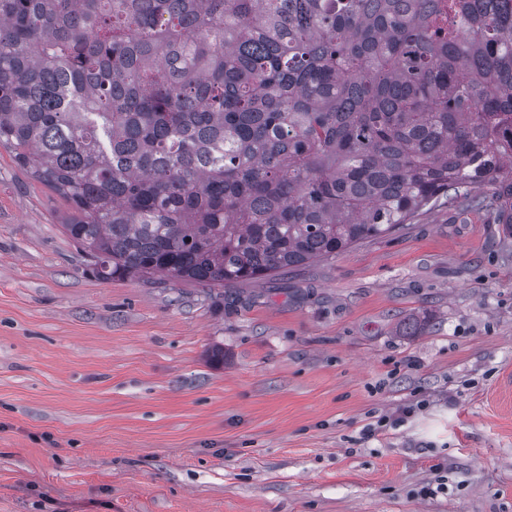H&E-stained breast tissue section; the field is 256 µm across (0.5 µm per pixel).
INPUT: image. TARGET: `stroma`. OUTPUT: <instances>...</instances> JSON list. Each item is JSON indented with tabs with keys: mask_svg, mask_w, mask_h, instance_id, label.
<instances>
[{
	"mask_svg": "<svg viewBox=\"0 0 512 512\" xmlns=\"http://www.w3.org/2000/svg\"><path fill=\"white\" fill-rule=\"evenodd\" d=\"M68 210L0 146V512H512L491 214L442 205L216 296L100 278Z\"/></svg>",
	"mask_w": 512,
	"mask_h": 512,
	"instance_id": "obj_1",
	"label": "stroma"
}]
</instances>
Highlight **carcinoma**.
Masks as SVG:
<instances>
[{
    "instance_id": "obj_1",
    "label": "carcinoma",
    "mask_w": 512,
    "mask_h": 512,
    "mask_svg": "<svg viewBox=\"0 0 512 512\" xmlns=\"http://www.w3.org/2000/svg\"><path fill=\"white\" fill-rule=\"evenodd\" d=\"M0 146L105 279L222 290L440 203L512 238V0H0Z\"/></svg>"
}]
</instances>
